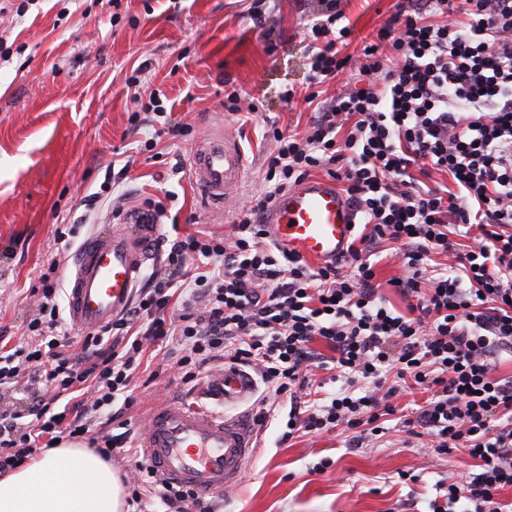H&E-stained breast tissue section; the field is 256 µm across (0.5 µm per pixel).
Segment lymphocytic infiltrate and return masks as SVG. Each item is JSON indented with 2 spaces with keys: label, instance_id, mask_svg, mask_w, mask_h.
Segmentation results:
<instances>
[{
  "label": "lymphocytic infiltrate",
  "instance_id": "lymphocytic-infiltrate-1",
  "mask_svg": "<svg viewBox=\"0 0 512 512\" xmlns=\"http://www.w3.org/2000/svg\"><path fill=\"white\" fill-rule=\"evenodd\" d=\"M342 19L337 0H325L305 64L314 115L299 135L269 126L266 183L232 234L177 238L166 254L174 267L196 258L209 266L186 285L178 373L189 383L213 361L252 367L288 398L286 435L342 427L360 441L379 434L401 382L413 381L428 398L406 426L422 429L436 454L462 448L473 461L465 483L436 481L428 512H502L499 492L512 486V380L495 376L494 356L512 345V0H408L354 60L339 54L351 34ZM351 64L365 86L318 100L316 86ZM415 165L448 173L452 189L416 182ZM315 169L343 183L361 221L343 260L317 267L266 247L261 220ZM384 243L404 270L390 281L407 302L403 314L375 283L371 258ZM436 255L447 262L433 275ZM58 268L51 262L41 275L32 342L0 356V385L24 374L80 400L55 411L38 396L28 413H0V474L42 438L82 437L104 414L119 420L114 404L145 343L170 332V284L154 279L109 326L111 343L87 336L80 358L64 355ZM318 339L333 359L315 352ZM319 369L335 389L314 402L306 388ZM130 470L137 512H211L196 492L155 480L143 457Z\"/></svg>",
  "mask_w": 512,
  "mask_h": 512
}]
</instances>
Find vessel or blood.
<instances>
[{
    "label": "vessel or blood",
    "mask_w": 512,
    "mask_h": 512,
    "mask_svg": "<svg viewBox=\"0 0 512 512\" xmlns=\"http://www.w3.org/2000/svg\"><path fill=\"white\" fill-rule=\"evenodd\" d=\"M244 174L240 148L223 135L198 149L190 164L192 181L208 202H226ZM264 222L281 251L323 265L345 251L356 220L350 201L334 180L309 178L281 192ZM158 229L155 211L132 208L116 224L91 232L74 254L67 279L73 325L93 331L123 315L146 267L162 257ZM254 390L249 374L228 367L207 384L216 411L182 403L155 409L140 440L155 477L203 494H221L236 485L256 453L257 434L248 415L229 417L223 408L246 402Z\"/></svg>",
    "instance_id": "b4317fda"
}]
</instances>
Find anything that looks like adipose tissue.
Returning a JSON list of instances; mask_svg holds the SVG:
<instances>
[{
  "label": "adipose tissue",
  "instance_id": "adipose-tissue-1",
  "mask_svg": "<svg viewBox=\"0 0 512 512\" xmlns=\"http://www.w3.org/2000/svg\"><path fill=\"white\" fill-rule=\"evenodd\" d=\"M122 481L81 443L62 441L0 478V512H123Z\"/></svg>",
  "mask_w": 512,
  "mask_h": 512
}]
</instances>
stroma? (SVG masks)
Returning <instances> with one entry per match:
<instances>
[{"label": "stroma", "mask_w": 512, "mask_h": 512, "mask_svg": "<svg viewBox=\"0 0 512 512\" xmlns=\"http://www.w3.org/2000/svg\"><path fill=\"white\" fill-rule=\"evenodd\" d=\"M406 0H340L352 35L346 53L363 42ZM261 12L256 24L253 12ZM321 14L320 0H30L24 15L0 14V37L10 48L0 60V336L10 346L27 342L35 310L32 290L51 261L67 278L73 247L58 232L116 222L145 199L162 202L163 237L203 231L224 237L242 206L262 186L260 127L277 122L303 131L311 116L304 103L305 29ZM139 86H131L132 74ZM261 104L254 122L239 125L224 110L226 83ZM294 88L293 103L282 101ZM162 90L188 136L133 129L134 93ZM238 143L246 175L222 205L202 202L190 174L199 146L215 132ZM155 139V152L142 150ZM127 173L108 198L86 208L111 167ZM185 352L180 336L146 345L133 381V403L123 415L143 430L150 410L177 400L210 408L205 384H182L174 363ZM426 395L411 388L394 403L386 433L356 446L351 431L283 438L277 419L258 426L261 442L232 491L210 497L216 512H425L441 478L468 474L464 450L433 457L410 436L403 416ZM330 460L323 472L315 466ZM415 482L400 480L403 472Z\"/></svg>", "instance_id": "obj_1"}]
</instances>
